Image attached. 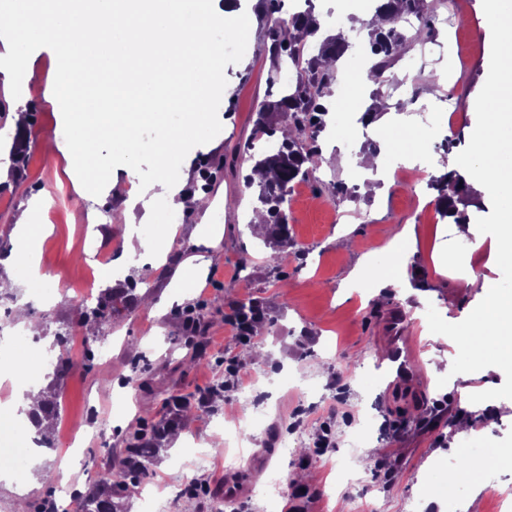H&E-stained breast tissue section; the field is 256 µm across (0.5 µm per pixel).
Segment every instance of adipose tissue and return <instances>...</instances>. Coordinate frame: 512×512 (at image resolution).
I'll use <instances>...</instances> for the list:
<instances>
[{"instance_id": "adipose-tissue-1", "label": "adipose tissue", "mask_w": 512, "mask_h": 512, "mask_svg": "<svg viewBox=\"0 0 512 512\" xmlns=\"http://www.w3.org/2000/svg\"><path fill=\"white\" fill-rule=\"evenodd\" d=\"M496 33L488 43V79L492 90L471 103L479 112V148L467 165L470 178L503 190L496 224V257L512 267V0H484ZM214 25L201 0H17L7 18L6 85L15 96L16 124H24L36 105L24 94L28 74L25 49L52 43L67 65L44 97L47 104L66 105L76 130L67 147L45 140L47 154L66 149L71 160L86 168L88 178L105 177L89 164L88 147L102 137L119 139L128 155L138 152L136 133L145 125L158 129V171L167 175L169 162L186 136L171 124L176 112L193 122L206 120L210 91L219 76L223 48L209 32ZM42 227L19 221L13 229L19 248L0 258V265H25L26 288L42 285L32 247ZM465 285L486 298L474 318L470 339L474 352H491L501 373L512 375V294L471 271Z\"/></svg>"}]
</instances>
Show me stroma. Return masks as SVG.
<instances>
[{
    "instance_id": "35a3bbf8",
    "label": "stroma",
    "mask_w": 512,
    "mask_h": 512,
    "mask_svg": "<svg viewBox=\"0 0 512 512\" xmlns=\"http://www.w3.org/2000/svg\"><path fill=\"white\" fill-rule=\"evenodd\" d=\"M473 6L459 25L434 21V35L399 57L381 84L339 91L330 106V134L321 140L323 162L313 180L299 184L300 200L288 209L289 227L299 251L289 252L279 276H270L269 248L250 232L248 216L257 205L255 189L244 186L249 165L236 161L233 148L244 144L254 128L255 111L277 99L281 84L270 81L271 59L266 13L260 0H235L249 34L227 26L219 35L224 45L223 79L210 96L206 124L185 139L176 167L179 176L160 178L151 149L158 136L153 127L138 131L145 141L135 162L139 181L126 182L128 159L119 142L93 144V162L112 173L111 183H94L80 192L64 158H51L29 147V162L20 181L0 187V254L13 250L10 232L32 201H44L34 214L45 232L37 242L40 267L49 282L64 278L62 297L50 287L27 304L30 319L42 329L43 346L57 334L84 331L86 304L78 287L89 276L84 255L104 254L116 275L100 278V288H125L136 283L137 297L151 298L152 308L135 307L116 315L100 331L111 340L105 357L88 360L62 382L58 419L50 434L53 448L21 457L22 435L0 441V512H16L18 504L41 502L61 484L80 490L103 481L130 428L154 429L169 417L175 397L191 398V409L173 429L187 438L182 447L165 441L151 457L147 475L163 485L167 497L160 512H286L295 492H302L308 512H342L344 502H357L362 512H498L497 498L512 500V462H493L497 448H512V377L497 370L492 354H473L469 334L473 316L484 299L463 286L470 270L512 292V267L495 255V225L500 192L473 182V196L463 207L472 229L460 236L451 218L437 210L430 178L445 172L448 159L472 157L475 129L481 118L472 112L473 98L486 95L485 58L459 62L449 45L468 43L471 29L492 38L495 23ZM320 22V37L348 28L347 47L338 71L358 76L368 58V35L360 25L367 10L363 0H311ZM28 90L43 98L59 69L60 58L50 44L27 48ZM455 69L459 78L447 85L443 76ZM457 102L465 122L448 131L440 115L445 100ZM388 117V129L370 126L362 138L360 118L366 111ZM382 147V167H423L428 177L415 185L398 179L379 194L359 187L364 174L362 153ZM223 163L207 193L208 207L180 213L175 229L164 218L172 190L192 192L204 163ZM342 181L358 188L353 199L330 200L320 184ZM482 246H475V239ZM168 251L164 271L153 268L155 253ZM200 257L199 271L177 278L182 264ZM250 275L240 278L241 262ZM408 278L380 287L382 278L398 269ZM371 280L362 292L354 279ZM260 299L273 321L265 335L245 342L227 316L236 303ZM161 316H154V309ZM200 320L190 333L185 310ZM402 311L409 327L402 341L411 362L412 379L397 378L390 362L391 342L382 323ZM15 320L0 321V364L13 370V381L0 385V403L21 407L24 397L26 349ZM235 362L230 375L226 362ZM224 381L222 402L209 393ZM250 387L261 408L248 412L240 391ZM112 419L106 438H94L86 423L87 408ZM375 419L353 455L341 448L316 456L314 442L323 423H331L337 439L358 427L364 412ZM254 414L267 448L269 467H281L278 495L264 497L260 486L267 472L252 470L255 453L246 450L238 464L225 468L215 450L221 439L210 424L217 415L232 421ZM298 433L300 442L281 459L279 438ZM81 437L79 452L65 444ZM37 467L47 479L27 483V470ZM245 478L247 489L237 500H225L220 489L228 478ZM204 494L188 493L190 484ZM451 490L433 499L435 488Z\"/></svg>"
}]
</instances>
